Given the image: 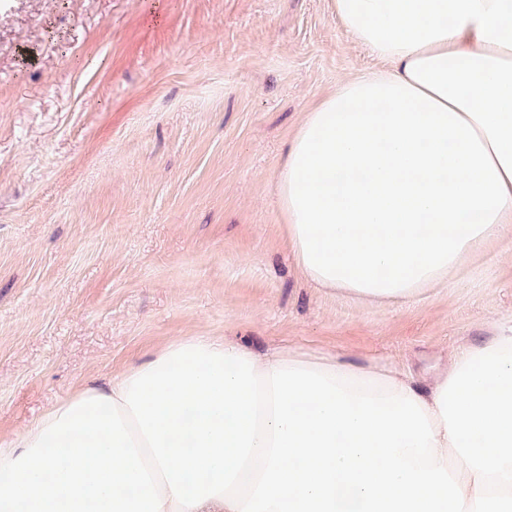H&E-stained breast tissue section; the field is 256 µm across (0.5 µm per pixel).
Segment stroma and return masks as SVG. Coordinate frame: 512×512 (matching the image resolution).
<instances>
[{
	"instance_id": "35a3bbf8",
	"label": "stroma",
	"mask_w": 512,
	"mask_h": 512,
	"mask_svg": "<svg viewBox=\"0 0 512 512\" xmlns=\"http://www.w3.org/2000/svg\"><path fill=\"white\" fill-rule=\"evenodd\" d=\"M331 0H0V448L183 336L428 369L512 321V246L397 305L315 287L275 182L384 68Z\"/></svg>"
}]
</instances>
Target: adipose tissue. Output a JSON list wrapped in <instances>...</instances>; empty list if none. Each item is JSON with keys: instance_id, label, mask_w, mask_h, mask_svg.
Listing matches in <instances>:
<instances>
[{"instance_id": "obj_1", "label": "adipose tissue", "mask_w": 512, "mask_h": 512, "mask_svg": "<svg viewBox=\"0 0 512 512\" xmlns=\"http://www.w3.org/2000/svg\"><path fill=\"white\" fill-rule=\"evenodd\" d=\"M388 62L306 113L277 182L318 287L406 302L512 242V0H334ZM0 512H512V322L426 379L169 342L0 448Z\"/></svg>"}]
</instances>
